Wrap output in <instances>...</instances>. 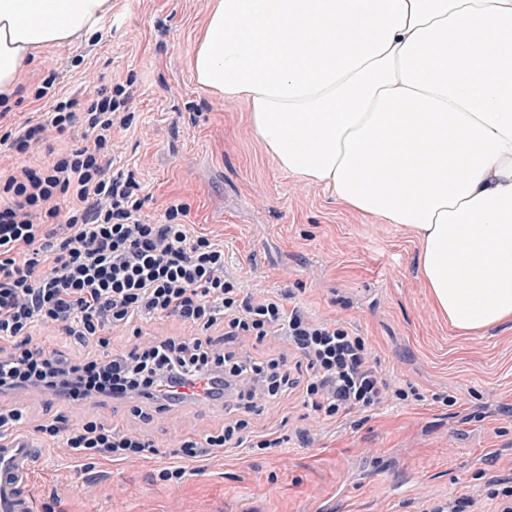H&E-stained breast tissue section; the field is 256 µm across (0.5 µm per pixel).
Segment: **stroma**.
I'll return each instance as SVG.
<instances>
[{
  "label": "stroma",
  "instance_id": "1",
  "mask_svg": "<svg viewBox=\"0 0 512 512\" xmlns=\"http://www.w3.org/2000/svg\"><path fill=\"white\" fill-rule=\"evenodd\" d=\"M208 0H112V25L39 55L27 68L8 122L49 111L54 97L89 96L124 85L133 126L116 166L133 171L161 220L170 203L188 206L198 231L224 241L227 271L251 291L278 290L319 317L338 318L365 337L384 376L409 383L422 402L357 414L325 431L293 394L252 428L282 421L315 429L312 443L290 436L265 454L227 453L223 463L179 484L157 477L154 461H102L84 470L43 450L33 493L55 512H424L462 494L480 496L490 479H512V324L459 337L432 310L417 275L418 246L395 225L344 210L323 187L281 170L254 134L244 102L201 90L189 58ZM54 77L53 96L34 88ZM451 403H444V396ZM0 404L37 425L66 412L40 391ZM84 413L135 426L160 451L173 436L202 438L223 410L178 408L138 417L134 403H92Z\"/></svg>",
  "mask_w": 512,
  "mask_h": 512
}]
</instances>
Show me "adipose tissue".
Instances as JSON below:
<instances>
[{
    "label": "adipose tissue",
    "mask_w": 512,
    "mask_h": 512,
    "mask_svg": "<svg viewBox=\"0 0 512 512\" xmlns=\"http://www.w3.org/2000/svg\"><path fill=\"white\" fill-rule=\"evenodd\" d=\"M112 0H0V97ZM195 83L280 168L417 242L457 335L512 323V0H211Z\"/></svg>",
    "instance_id": "1"
}]
</instances>
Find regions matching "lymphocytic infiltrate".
Listing matches in <instances>:
<instances>
[{"label": "lymphocytic infiltrate", "mask_w": 512, "mask_h": 512, "mask_svg": "<svg viewBox=\"0 0 512 512\" xmlns=\"http://www.w3.org/2000/svg\"><path fill=\"white\" fill-rule=\"evenodd\" d=\"M128 101L123 85L103 86L89 99L58 101L0 133L15 160L0 168V397L31 389L69 405L150 397L162 413L173 402L161 386L208 375L212 399L237 417L203 440H179L172 450L179 465L159 473L176 484L185 462L281 447L283 435L252 431L248 417L292 393L325 428L387 402L420 400L414 386L383 378L366 339L339 320L313 316L280 292L248 291L226 272L223 241L195 231L186 205L167 207L161 224L143 217L139 182L112 167L114 139L132 126ZM65 134L82 141L51 161L31 160L35 148ZM147 315L175 318L184 332L144 335L140 321ZM217 325L231 340L285 337L298 360L291 366L279 356L241 359L232 347L213 344L209 331ZM41 329L73 338L87 356L62 358L38 337ZM117 329L131 330L135 342L110 355L109 335ZM35 431L44 447L87 470L101 460L140 463L157 453L131 429L96 420L57 415Z\"/></svg>", "instance_id": "lymphocytic-infiltrate-1"}]
</instances>
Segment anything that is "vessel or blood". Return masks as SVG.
Wrapping results in <instances>:
<instances>
[{
	"mask_svg": "<svg viewBox=\"0 0 512 512\" xmlns=\"http://www.w3.org/2000/svg\"><path fill=\"white\" fill-rule=\"evenodd\" d=\"M40 462L31 435H0V512H35L31 483Z\"/></svg>",
	"mask_w": 512,
	"mask_h": 512,
	"instance_id": "obj_1",
	"label": "vessel or blood"
}]
</instances>
